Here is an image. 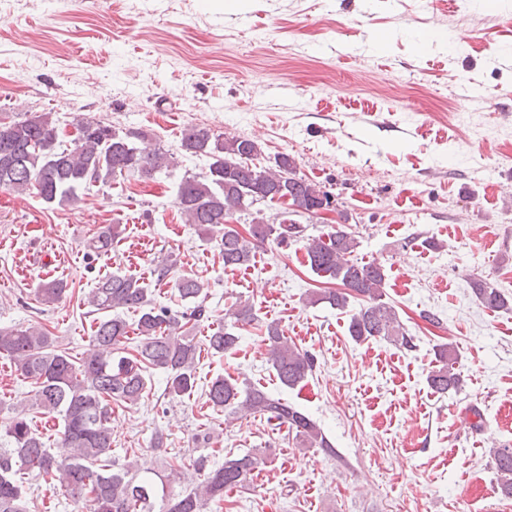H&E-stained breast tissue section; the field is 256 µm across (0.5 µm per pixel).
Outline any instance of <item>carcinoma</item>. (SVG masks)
<instances>
[{"mask_svg":"<svg viewBox=\"0 0 512 512\" xmlns=\"http://www.w3.org/2000/svg\"><path fill=\"white\" fill-rule=\"evenodd\" d=\"M73 125L76 137L63 148L50 112L0 122V188L21 193L34 189L45 203L63 204L83 186L125 173L150 179L176 166L173 153L160 145L139 146L145 136L137 132L79 115L73 117ZM180 149L207 158L208 164L201 173L183 175L176 204L185 223L222 231L226 268L248 265L265 243L286 246L300 237L294 220L286 216L270 220L253 206L287 199L296 210L312 215L322 200L330 199L329 191L298 175L295 160L287 154L277 156L272 165L254 163L261 151L251 139H228L188 124L181 131ZM242 216L250 218L247 237L233 226ZM120 234V225L114 224L91 238L87 248L105 253ZM303 247L310 269L339 283L336 289L309 294L308 304L327 303L343 310L350 299L363 297L365 305L349 324L353 339L380 338L406 350L415 348L394 307L383 301L385 268L351 259L358 247L354 236L338 225L303 240ZM203 289L193 278L179 281L178 294L191 306L178 315L165 307H152L148 289L131 275L100 279L87 303L108 316L97 322L92 349L78 365L42 325L0 329V358L8 359L34 385L30 398L14 405L13 415L0 427V512H24L22 476L33 472L59 481L87 512H154L158 498L165 512H204L208 504L224 501L226 492L250 486L254 471L267 460L250 451L210 469L206 457H199L195 462L198 482L178 492L172 487L174 474L164 475L158 468L146 467L141 476L133 463L111 470L112 406L139 404L147 389L148 370L167 372L168 391L176 396L189 394L195 387L200 346L191 331L211 318L200 300ZM473 289L484 307L509 309L507 298L486 281H474ZM65 295L61 282H49L38 290L44 304L59 303ZM123 311L139 314V340L131 349L126 346L129 325L121 316ZM255 320L252 304L239 298L224 310V318L205 337V345L215 354L231 351L239 340L237 329ZM265 341L268 362L283 385L294 388L312 373L313 356L299 350L276 324H266ZM434 355L436 365L428 375L431 389L438 394L458 389L457 350L440 344ZM208 400L232 416L259 414L286 425L304 448H333L315 421L257 386L243 388L232 378L217 377L209 386ZM32 409L61 420L60 440L69 449L67 456H55L46 448L27 416ZM493 455L500 491L512 497V448H498Z\"/></svg>","mask_w":512,"mask_h":512,"instance_id":"cac0c4a2","label":"carcinoma"}]
</instances>
